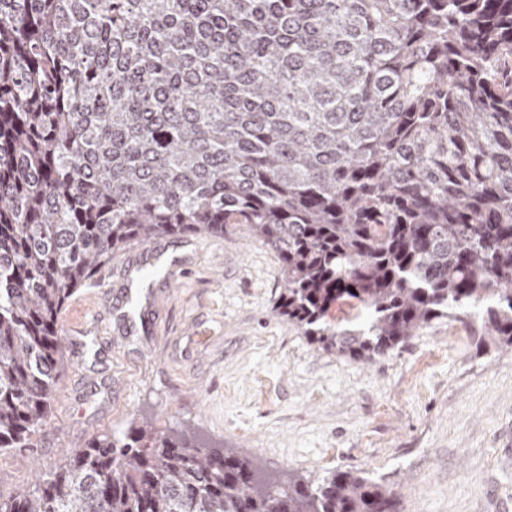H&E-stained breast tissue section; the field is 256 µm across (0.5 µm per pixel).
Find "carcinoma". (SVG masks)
<instances>
[{
	"label": "carcinoma",
	"mask_w": 512,
	"mask_h": 512,
	"mask_svg": "<svg viewBox=\"0 0 512 512\" xmlns=\"http://www.w3.org/2000/svg\"><path fill=\"white\" fill-rule=\"evenodd\" d=\"M231 224L326 350L369 361L446 317L512 347V0H0V456L51 418L72 295ZM352 301L366 326L335 330ZM128 438L0 512H398L357 473L277 491L191 430Z\"/></svg>",
	"instance_id": "1"
}]
</instances>
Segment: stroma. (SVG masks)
I'll return each instance as SVG.
<instances>
[{"mask_svg":"<svg viewBox=\"0 0 512 512\" xmlns=\"http://www.w3.org/2000/svg\"><path fill=\"white\" fill-rule=\"evenodd\" d=\"M184 278L149 281L135 334L112 317L125 283L107 266L59 317L101 336L89 371L74 351L32 448L0 457V490L132 422L191 428L235 449L276 488L352 470L386 483L400 512H512V349L471 320L432 321L368 363L322 350L274 313L279 260L244 225L194 236Z\"/></svg>","mask_w":512,"mask_h":512,"instance_id":"obj_1","label":"stroma"}]
</instances>
